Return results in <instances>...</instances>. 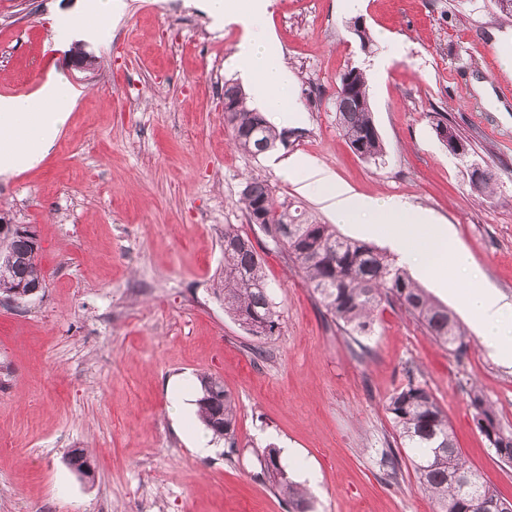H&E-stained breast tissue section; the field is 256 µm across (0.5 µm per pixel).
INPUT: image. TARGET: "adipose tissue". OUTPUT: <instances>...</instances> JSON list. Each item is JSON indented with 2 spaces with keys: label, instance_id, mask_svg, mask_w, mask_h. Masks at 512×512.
<instances>
[{
  "label": "adipose tissue",
  "instance_id": "adipose-tissue-1",
  "mask_svg": "<svg viewBox=\"0 0 512 512\" xmlns=\"http://www.w3.org/2000/svg\"><path fill=\"white\" fill-rule=\"evenodd\" d=\"M215 24L239 25L246 31L233 56L240 76L250 83L254 101L280 126L298 125L303 112L289 89L293 76L263 21L271 0H201ZM124 0H83L79 12L59 18L58 28L80 40L111 33ZM75 96L59 76H47L39 90L26 96H0V175L35 167L66 123ZM297 172L304 191L318 195L340 224H363L384 230L399 260L419 274L446 278L460 306L471 318L483 344L512 361V304L503 302L478 277V263L449 225L412 210L396 197L372 199L357 195L315 162L285 165Z\"/></svg>",
  "mask_w": 512,
  "mask_h": 512
}]
</instances>
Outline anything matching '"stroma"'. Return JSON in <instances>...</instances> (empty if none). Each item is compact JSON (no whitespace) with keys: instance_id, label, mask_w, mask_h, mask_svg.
Here are the masks:
<instances>
[{"instance_id":"stroma-1","label":"stroma","mask_w":512,"mask_h":512,"mask_svg":"<svg viewBox=\"0 0 512 512\" xmlns=\"http://www.w3.org/2000/svg\"><path fill=\"white\" fill-rule=\"evenodd\" d=\"M106 41L75 44L57 16L82 0H0V95L66 78L76 105L41 163L0 176V212L32 226L45 286L0 301V512H287L261 473L268 447L309 491L312 512H433L410 463L415 451L386 410L408 375L448 417L467 462L512 500V467L478 431V388L512 431V367L469 329L453 293L418 283L467 325L464 356L440 346L399 308L381 307L354 341L326 319L292 262L266 250L264 271L281 319L268 339L224 311V227L249 231L238 200L262 177L278 200L323 224L336 218L275 159L315 161L354 192L398 197L449 224L485 284L512 303V29L492 0H274L264 26L294 76L306 120L274 155L236 150L224 127V86L241 29H218L194 0H125ZM362 20L372 43L351 29ZM93 66L75 67L77 53ZM384 68H374L379 58ZM368 77L382 163L355 155L334 109L340 75ZM490 85L501 112L473 89ZM447 120L467 138L450 153ZM495 195L471 194L473 166ZM223 381L235 398L237 446L201 456L186 443L167 384ZM85 449L94 480L68 464ZM402 460L386 478L383 450Z\"/></svg>"}]
</instances>
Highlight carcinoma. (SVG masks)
I'll return each instance as SVG.
<instances>
[{
    "label": "carcinoma",
    "mask_w": 512,
    "mask_h": 512,
    "mask_svg": "<svg viewBox=\"0 0 512 512\" xmlns=\"http://www.w3.org/2000/svg\"><path fill=\"white\" fill-rule=\"evenodd\" d=\"M335 112L337 124L353 152L366 160L386 156L384 144L372 119L368 78L352 67L339 79ZM225 128L237 148L254 156L283 141L281 133L258 112L246 106V96H234L224 111ZM240 203L253 234L234 224L224 225V312L254 336H273L281 331L264 272V258L257 249L261 240L287 254L311 288L331 321L346 335L364 336L372 331L374 314L382 304L397 306L411 315L435 341L448 350H467L466 332L447 306L434 299L387 252L368 243L341 236L332 224L307 219L292 205L277 200L271 184L262 178L248 179ZM262 213L263 222L253 216ZM30 239L18 234L0 247V295L26 292L22 283L45 282ZM407 383L389 398L387 410L400 436L412 448L427 452L413 461L420 488L436 508L448 512V504L462 502L461 512L471 506L491 505L493 512H512V501L503 498L475 471L456 448L448 418L432 392L407 370ZM201 397L197 416L212 435L235 447L237 404L223 383L200 376ZM475 421L499 461L512 465V431L503 429L496 412L476 388L469 391ZM387 476L397 479L401 462L388 450L382 454ZM263 473L275 492L288 502L290 512H311L304 488L287 476L274 448L261 454Z\"/></svg>",
    "instance_id": "cac0c4a2"
}]
</instances>
